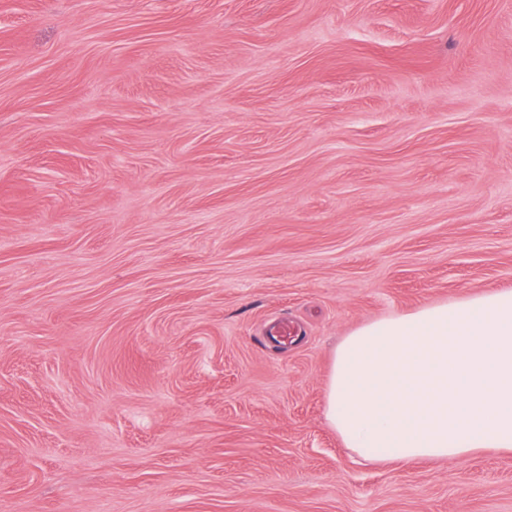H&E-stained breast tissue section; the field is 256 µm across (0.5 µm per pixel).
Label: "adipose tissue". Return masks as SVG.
Here are the masks:
<instances>
[{"label": "adipose tissue", "mask_w": 512, "mask_h": 512, "mask_svg": "<svg viewBox=\"0 0 512 512\" xmlns=\"http://www.w3.org/2000/svg\"><path fill=\"white\" fill-rule=\"evenodd\" d=\"M325 404L368 459L512 450V289L360 325L336 347Z\"/></svg>", "instance_id": "adipose-tissue-1"}]
</instances>
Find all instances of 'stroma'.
<instances>
[{
    "label": "stroma",
    "instance_id": "stroma-1",
    "mask_svg": "<svg viewBox=\"0 0 512 512\" xmlns=\"http://www.w3.org/2000/svg\"><path fill=\"white\" fill-rule=\"evenodd\" d=\"M503 288L512 0H0V512H512L325 418L342 336Z\"/></svg>",
    "mask_w": 512,
    "mask_h": 512
}]
</instances>
